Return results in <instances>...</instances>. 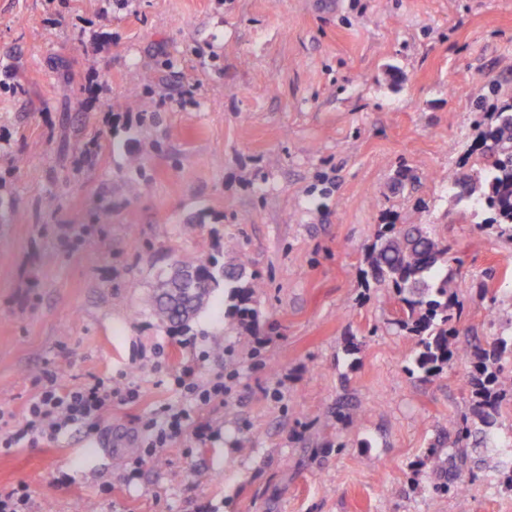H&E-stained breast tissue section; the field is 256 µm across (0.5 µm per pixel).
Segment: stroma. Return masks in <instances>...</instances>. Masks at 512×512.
<instances>
[{"label":"stroma","mask_w":512,"mask_h":512,"mask_svg":"<svg viewBox=\"0 0 512 512\" xmlns=\"http://www.w3.org/2000/svg\"><path fill=\"white\" fill-rule=\"evenodd\" d=\"M509 62L512 0H0V404L22 417L49 363L140 391L96 433L0 455V485L27 483L49 512H512L500 478L477 476L464 510L434 492L447 474L429 451L469 415L471 368L415 369L417 339L364 260L382 225H428L451 247L457 344L512 334V241L441 178L512 101ZM135 71L139 125L122 105ZM210 255L261 278L265 349L227 329L220 289L188 324L195 344L153 317L158 274ZM216 338L202 374L236 381L199 416L219 439L184 437L126 484L163 380ZM340 402L361 421L338 420ZM143 164V159L140 154L128 151V155L126 158V170H127V179H126V188L127 193L130 197H137L142 191V183L138 177V172L141 170Z\"/></svg>","instance_id":"1"}]
</instances>
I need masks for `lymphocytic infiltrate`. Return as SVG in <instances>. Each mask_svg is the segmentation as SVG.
<instances>
[{
  "instance_id": "f902f5d3",
  "label": "lymphocytic infiltrate",
  "mask_w": 512,
  "mask_h": 512,
  "mask_svg": "<svg viewBox=\"0 0 512 512\" xmlns=\"http://www.w3.org/2000/svg\"><path fill=\"white\" fill-rule=\"evenodd\" d=\"M201 363H184L171 376L170 384L177 402H156L141 422V452L130 462L138 470L144 460L156 458L172 447L184 434L199 442L216 438L218 429L198 420L197 409L223 402L231 387L223 374L202 377ZM35 393L25 409L21 425H14V414L0 406V455L41 442L55 443L76 431H96L103 414L113 400L126 403L140 397L137 386L119 385L112 378L92 377L89 381L66 386L60 382L57 367L44 368L34 379Z\"/></svg>"
}]
</instances>
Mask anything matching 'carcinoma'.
I'll return each mask as SVG.
<instances>
[{
  "label": "carcinoma",
  "mask_w": 512,
  "mask_h": 512,
  "mask_svg": "<svg viewBox=\"0 0 512 512\" xmlns=\"http://www.w3.org/2000/svg\"><path fill=\"white\" fill-rule=\"evenodd\" d=\"M482 147L477 169L470 173L448 172V192L458 203L479 202L481 212L486 214L480 225L493 227L512 239L511 103L503 105L482 134ZM142 164L140 154L128 152L126 188L132 198L142 191L138 177ZM450 250L443 238L423 224H406L399 229L386 224L365 247L368 274L395 289L400 304L397 324L417 338L414 367L430 375L441 364L477 361L467 382L473 419L465 418L457 424L447 454L436 447L430 449L436 466H448V481L435 485L434 491L463 501L467 485L459 477L471 473V466L484 464V453L489 449L502 452L512 447L511 440L499 443L493 433L502 401L512 397V362L502 360L500 355L512 345V336L494 334L490 351L479 346L451 347L448 336L455 332V285L448 276ZM221 285L228 288V298L233 301L228 328H233L237 320L255 317L252 302L262 287L260 280L255 277L246 281L241 261L226 264L214 258L185 261L174 277L160 276L152 311L163 324L185 326L211 302L215 288Z\"/></svg>",
  "instance_id": "1"
}]
</instances>
